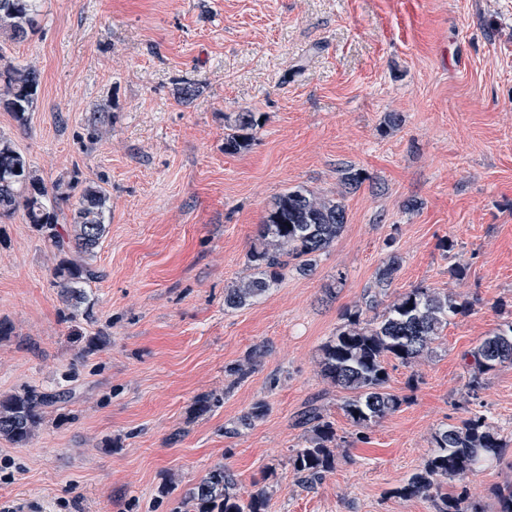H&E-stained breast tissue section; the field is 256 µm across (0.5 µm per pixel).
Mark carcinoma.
Instances as JSON below:
<instances>
[{
    "label": "carcinoma",
    "mask_w": 512,
    "mask_h": 512,
    "mask_svg": "<svg viewBox=\"0 0 512 512\" xmlns=\"http://www.w3.org/2000/svg\"><path fill=\"white\" fill-rule=\"evenodd\" d=\"M41 12V0H0V34L23 41L33 32ZM40 87V74L32 66L0 67V104L26 126ZM256 120L252 112H239L236 132L224 139V152L239 153L248 147ZM79 179L58 180L48 185L11 140L0 136V218L17 210L26 223L60 256L53 269L54 286L72 311L88 303L87 285L98 278L90 260L104 237L108 197L97 186L86 185L71 203ZM73 205L70 230L59 229L63 206ZM347 215L339 200L322 199L303 189H290L274 201L259 229V246L249 261L256 273L224 291V307L241 308L265 295L280 279L290 261L296 269L311 271L317 256L341 234ZM401 269L394 251L377 269L374 286L362 301L345 309L336 334L320 348L321 376L343 397L340 409L354 426L365 429L395 412L404 398L388 390L387 362L422 364L434 352V344L452 316H465L471 305L434 288L416 286L388 299ZM374 317L367 318V313ZM512 364V323L480 340L471 352L472 395L489 372ZM67 392L38 395L33 391L0 399V438L13 444L31 441L44 421V409L67 401ZM220 402L213 395L197 398L191 412L208 414ZM308 427L305 444L294 450L289 464L298 481L309 487L321 482L336 466L344 443L334 424L321 409L309 407L298 416ZM435 451L394 494L403 499L425 498L435 512H478L467 487L448 493V481H462L484 468L483 462L499 461L505 445L497 428L483 413H474L458 425L433 435ZM268 491L261 488L243 498L235 475L223 466L212 468L187 494L192 512H265Z\"/></svg>",
    "instance_id": "carcinoma-1"
}]
</instances>
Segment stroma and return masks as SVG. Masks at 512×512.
Masks as SVG:
<instances>
[{"mask_svg":"<svg viewBox=\"0 0 512 512\" xmlns=\"http://www.w3.org/2000/svg\"><path fill=\"white\" fill-rule=\"evenodd\" d=\"M0 58L41 75L27 127L0 107V135L46 183L76 175L109 198L86 314L63 305L58 258L23 213L0 220V397L71 395L28 444L0 439V507L192 512L187 491L221 464L242 496L268 489L267 512H435L392 491L435 431L479 411L506 448L466 484L498 512L495 489L512 484V366L477 395L467 384L469 352L512 322V0H43L26 40L0 36ZM100 107L112 123L91 128ZM245 111L251 144L225 153ZM349 169L363 182L344 195ZM296 187L343 198V231L309 274L288 268L225 308V289L252 274L269 204ZM392 249V293L436 288L471 310L421 365L389 361L404 402L361 429L321 376L320 348ZM251 352L248 377L231 376ZM203 395L220 402L192 417ZM312 400L346 443L307 489L288 459ZM258 403L265 417L225 436Z\"/></svg>","mask_w":512,"mask_h":512,"instance_id":"stroma-1","label":"stroma"}]
</instances>
